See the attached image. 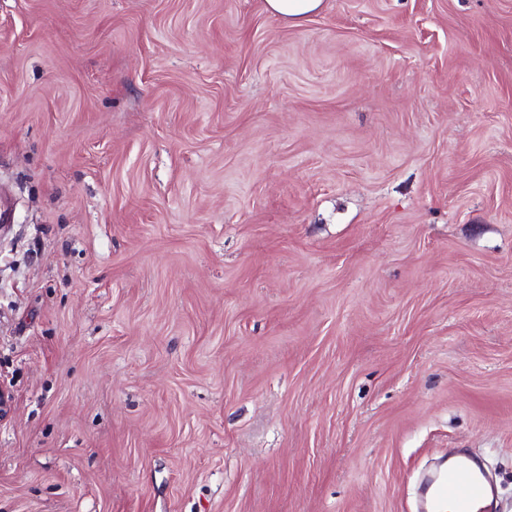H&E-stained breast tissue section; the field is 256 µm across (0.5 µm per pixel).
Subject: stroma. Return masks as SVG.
<instances>
[{"mask_svg": "<svg viewBox=\"0 0 512 512\" xmlns=\"http://www.w3.org/2000/svg\"><path fill=\"white\" fill-rule=\"evenodd\" d=\"M0 512H512V0H0ZM324 0H264L266 12L270 15L299 25L308 16L318 13ZM431 512H484L490 491L481 473L471 464L457 462L423 486Z\"/></svg>", "mask_w": 512, "mask_h": 512, "instance_id": "35a3bbf8", "label": "stroma"}]
</instances>
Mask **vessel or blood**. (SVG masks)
I'll list each match as a JSON object with an SVG mask.
<instances>
[{"instance_id":"b4317fda","label":"vessel or blood","mask_w":512,"mask_h":512,"mask_svg":"<svg viewBox=\"0 0 512 512\" xmlns=\"http://www.w3.org/2000/svg\"><path fill=\"white\" fill-rule=\"evenodd\" d=\"M422 492L430 512H485L490 491L481 473L458 462L430 478Z\"/></svg>"}]
</instances>
